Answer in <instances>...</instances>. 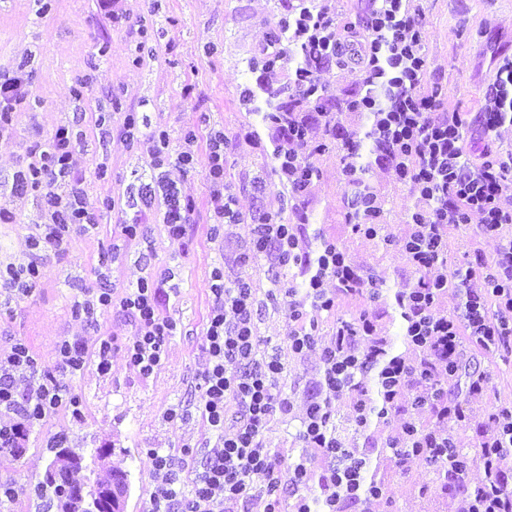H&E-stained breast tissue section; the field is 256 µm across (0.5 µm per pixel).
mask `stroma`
<instances>
[{
	"label": "stroma",
	"mask_w": 512,
	"mask_h": 512,
	"mask_svg": "<svg viewBox=\"0 0 512 512\" xmlns=\"http://www.w3.org/2000/svg\"><path fill=\"white\" fill-rule=\"evenodd\" d=\"M411 5L425 14V88L436 92L442 111L460 114L468 129L466 155L477 163L492 160L479 117L497 58L512 53V0H412ZM284 15L283 0H119L112 17L100 12L97 0H0V71L23 69L31 90L17 114L14 135L0 138V210L14 216L13 223H0V264L24 261L27 238L45 206L39 193L15 187L13 176L27 167L58 125L71 119L77 120L79 134L74 164L86 174L87 203L98 211L100 224L97 236L72 233L65 252L50 255L32 295L0 306V334L27 340L48 369L65 336L93 342L107 338L113 349L110 374L99 375L91 365L70 381L84 404L82 421L57 412L31 436L22 458L0 456V478H13L26 488L9 512H56L52 506L37 507L27 491L44 481L52 460L46 443L57 433L87 454L84 469L76 474L80 480L90 474L94 450L111 449L113 467L128 474L126 512H147L155 488L148 449L168 448L177 455L187 443L192 447L189 469L204 464L211 449L200 418L174 427L164 414L172 404L190 405L198 397L197 378L206 366L201 343L210 305L209 274L220 260L227 272L236 271L254 215L282 212L289 223L303 225L307 236L336 241L381 281L379 297L367 291L343 296L334 312H321L315 319L320 342H329L337 318L366 312L394 351L406 353L392 291L410 279V265L403 253L355 232L343 169L350 163L363 166L364 183L379 194L383 221L394 234L409 231L407 216L417 199L390 169L375 164L364 137L366 113L346 109L361 77L349 53H339L318 72L325 91L312 109L339 113L340 123L305 150L317 180L296 199L271 175L274 144L245 90L252 84L250 61L270 44ZM101 112L143 113L149 123L166 126L176 144L184 130L196 129L202 138L209 125L223 124L230 151L224 181L236 193L244 217L228 228L223 246L208 238L212 212L204 168L186 173L170 166L168 179L190 203L188 239L169 238L162 224L148 222L139 246L128 247L121 225L132 206L142 202L148 154L143 143L116 135L100 138L94 120ZM347 131L361 135L356 153L343 146ZM109 199L114 207H106ZM494 251V241L476 226H449V269L491 259ZM253 272L257 326L286 366L280 385L293 401L291 418L269 422L267 446L284 464L302 453L314 461L316 449H300L294 435L305 407L304 391L320 375L319 354L311 352L300 362L288 350V319L277 286L283 272L269 270L261 260ZM141 277L162 282L169 294L163 313L177 323L160 366L147 379L126 364L124 346L133 328L119 306L98 313L92 324L72 313L79 289ZM466 365L484 371L488 385L482 395L465 399L473 423L456 431L457 444L465 449L476 436V423L486 420L492 406L512 405V353L487 356L471 347ZM385 489L374 512H461L463 507L459 496L440 492L422 461L405 471L388 464Z\"/></svg>",
	"instance_id": "35a3bbf8"
}]
</instances>
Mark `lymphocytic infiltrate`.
<instances>
[{
  "label": "lymphocytic infiltrate",
  "mask_w": 512,
  "mask_h": 512,
  "mask_svg": "<svg viewBox=\"0 0 512 512\" xmlns=\"http://www.w3.org/2000/svg\"><path fill=\"white\" fill-rule=\"evenodd\" d=\"M286 46L274 49L276 59H286L290 48L302 51V62L288 82V93L311 98L320 89L317 72L336 55V17L331 0H300L285 17ZM423 15L409 0H371L363 35L366 66L361 74L357 111L367 113L366 136L374 146L376 161L394 171L418 200L409 216L411 229L398 236L382 224L381 201L376 191L362 184L356 165L346 169V181L355 190L352 206L365 217L357 225L364 237L382 239L386 246L405 253L414 274L394 294L403 318V339L414 358L393 354L369 315L339 320L333 338L319 344L303 324L311 313L335 308L339 296L379 286L378 279L351 262L334 241L310 245L297 224H274L269 216L253 220L247 245L252 257L270 268L294 271L296 285L284 293L290 326L288 343L294 357L306 359L319 351L322 373L313 383L305 413L296 433L306 448L318 449L323 465L313 472L307 456L282 465L265 441V429L275 414L290 413L292 403L279 381L285 371L280 357L268 354L266 341L255 322V293L251 274L241 269L227 275L223 266L212 271L211 306L204 327L202 351L206 367L199 376V399L194 407H170L165 419L175 425L196 412L205 424L213 451L201 469L183 479V458L164 448L149 452L156 478L149 512H245L254 498L267 500L266 512H279V473H286L293 493L292 512H346L357 504L372 512L385 494L384 486L368 477L367 454L342 445L330 423L336 401L352 395L354 422L366 432L373 419L385 418L398 402L406 400L412 411L398 430L388 434L383 448L399 468L416 460L427 462L434 475L464 492L463 512H512V470L502 466L512 457V407H496L469 451L457 448L453 430L469 424L471 417L463 395L484 391L483 375H469L465 394L456 380L466 357V345L488 353L512 351V151L475 164L464 153L465 125L455 112L441 111L436 93L422 90L427 69ZM23 70L0 74V137L15 132L17 109L30 97ZM487 105L481 127L485 136L512 126V55L500 59L486 88ZM339 122L332 112H295L286 122L271 121L273 174L289 194L299 195L312 183L315 171L303 155L314 131H330ZM144 141L153 168L175 165L189 171L204 167L210 183L213 218L219 225L240 223L234 193L224 183L227 141L222 129L208 131L205 148L197 134L187 130L180 151L170 149L167 130L155 128ZM73 133L59 125L28 171L36 188L45 192L42 222L29 239L24 263L7 264L0 271V294L5 299L29 295L40 281L50 253L65 250L73 230H96V213L86 202L87 178L75 168ZM152 195L123 225L127 243H136L144 221L161 216L170 238L188 232V204L174 184L163 189L162 208ZM480 215L479 229L495 244L493 258L480 271L457 276L458 303L452 311L438 307L448 292L447 227L470 223ZM480 287H473V278ZM166 299L158 282L146 277L113 288H85L73 307L87 321L98 311L119 304L133 327L125 346L127 363L139 374L151 375L161 362L176 328L163 315ZM99 374L112 370V343L103 339L89 344L82 336L59 342L53 371H46L29 345L9 336L0 342V452L21 456L31 434L59 409L81 420L83 405L72 387L61 383L64 375L82 374L88 365ZM235 413H228V404ZM433 411L436 423L421 430L415 414ZM484 472L477 487H469L463 458ZM266 480L255 488L252 476Z\"/></svg>",
  "instance_id": "obj_1"
}]
</instances>
